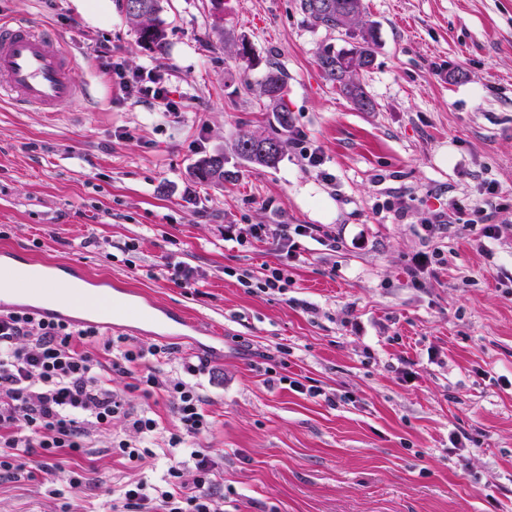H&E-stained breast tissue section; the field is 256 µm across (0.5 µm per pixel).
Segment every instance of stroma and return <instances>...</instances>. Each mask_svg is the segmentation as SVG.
<instances>
[{"mask_svg":"<svg viewBox=\"0 0 512 512\" xmlns=\"http://www.w3.org/2000/svg\"><path fill=\"white\" fill-rule=\"evenodd\" d=\"M164 5L160 54L117 0H0V15L63 36L80 88L62 112L0 98V249L79 264L102 291L201 326L135 337L207 360L194 381L214 429L201 444L224 512H512V0H364L376 54L358 81L372 112L323 77L317 49L339 36L299 0ZM218 20L251 45L252 81L280 65L307 137L273 168L229 157L236 178L222 186L198 179L196 161L273 115L236 79ZM93 37L128 71L161 75L181 114L124 99ZM480 210L498 236L471 231ZM228 224H303L326 239L296 237L286 263L275 240L225 238ZM169 261L192 267L193 287L160 278ZM280 265L282 295L228 274ZM77 464L86 484L73 493L0 475V512H96L125 482L159 486L167 470L101 446L60 461Z\"/></svg>","mask_w":512,"mask_h":512,"instance_id":"stroma-1","label":"stroma"}]
</instances>
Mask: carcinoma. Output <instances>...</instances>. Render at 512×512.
<instances>
[{
	"label": "carcinoma",
	"mask_w": 512,
	"mask_h": 512,
	"mask_svg": "<svg viewBox=\"0 0 512 512\" xmlns=\"http://www.w3.org/2000/svg\"><path fill=\"white\" fill-rule=\"evenodd\" d=\"M138 3L139 9L134 13L127 11V0H119V8L125 13L140 41L161 52L166 44L163 0H138ZM300 8L327 30L359 31V39L349 48L338 49L333 43L321 45L317 51V65L325 79L336 85L338 91L350 99L358 110L374 111L375 104L356 81L359 73L372 66L375 59L373 37L363 16V0H300ZM218 41L233 49L235 58L245 63V67L241 68L240 80L246 88H252L247 67L251 50L246 40L227 30L224 35L218 36ZM286 82L285 73L272 64L257 84L264 110L275 116L276 124L263 134L262 141L266 148L262 151L253 149L257 133H237L233 151L238 158L261 167H274L282 160L285 144L292 132L288 106L284 101ZM224 163V153L218 151L198 160L195 170L202 179L222 186L235 177V172L224 168Z\"/></svg>",
	"instance_id": "cac0c4a2"
}]
</instances>
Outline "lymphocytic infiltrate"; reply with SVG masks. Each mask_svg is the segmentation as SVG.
Segmentation results:
<instances>
[{"label": "lymphocytic infiltrate", "mask_w": 512, "mask_h": 512, "mask_svg": "<svg viewBox=\"0 0 512 512\" xmlns=\"http://www.w3.org/2000/svg\"><path fill=\"white\" fill-rule=\"evenodd\" d=\"M92 46L108 61L109 73L127 98H150L165 111L180 113V103L170 99L154 72L126 74L112 63L110 45L96 40ZM172 352L167 345L145 347L126 336H108L95 325L78 326L25 309L0 311V472L34 479L24 459L38 448L49 460L42 468L45 480L54 483L53 458L83 454L94 437L106 434L112 454L129 461L164 454L167 479L161 486L126 484L98 512H224L206 449L183 451L186 439L204 438L212 428L204 412L205 397L191 382L205 365L187 356L178 363V376L152 371V363L169 359ZM116 374L134 376V387L144 398H172L178 430L163 451L146 445L160 432L158 420L113 387ZM116 420L123 425L118 434L112 431Z\"/></svg>", "instance_id": "obj_1"}]
</instances>
